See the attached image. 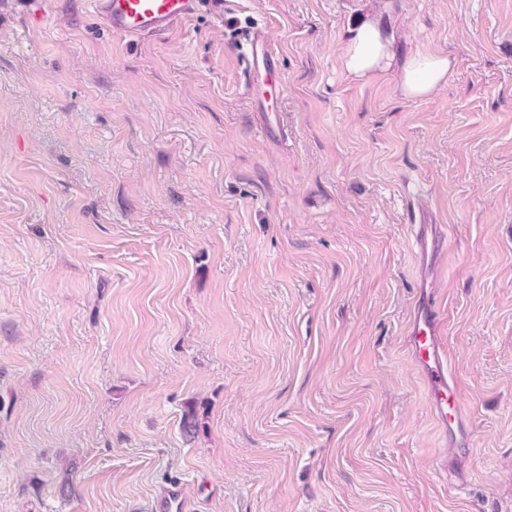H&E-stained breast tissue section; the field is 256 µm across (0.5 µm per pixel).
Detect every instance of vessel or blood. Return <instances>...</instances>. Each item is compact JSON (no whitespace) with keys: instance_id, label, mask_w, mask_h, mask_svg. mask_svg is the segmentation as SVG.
Segmentation results:
<instances>
[{"instance_id":"obj_1","label":"vessel or blood","mask_w":512,"mask_h":512,"mask_svg":"<svg viewBox=\"0 0 512 512\" xmlns=\"http://www.w3.org/2000/svg\"><path fill=\"white\" fill-rule=\"evenodd\" d=\"M93 13L114 34L130 39L165 34L194 15L201 0H90ZM244 40L248 46L246 87L260 116V132L273 136L280 130L277 108L268 105L259 87L263 77L275 71L270 31L262 25L249 27ZM420 255L442 246L444 237L437 225L414 226ZM409 353L426 384L427 407L445 433L461 432L465 409L459 390L448 373V360L440 342V318L431 298L416 300L408 322Z\"/></svg>"}]
</instances>
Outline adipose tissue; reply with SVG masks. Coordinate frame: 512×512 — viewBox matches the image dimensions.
<instances>
[{
  "label": "adipose tissue",
  "instance_id": "obj_1",
  "mask_svg": "<svg viewBox=\"0 0 512 512\" xmlns=\"http://www.w3.org/2000/svg\"><path fill=\"white\" fill-rule=\"evenodd\" d=\"M343 65L356 79L397 69L400 93L413 100L430 97L454 75V59L444 52L418 51L396 62L392 39L371 20L362 21L353 30L344 47Z\"/></svg>",
  "mask_w": 512,
  "mask_h": 512
}]
</instances>
